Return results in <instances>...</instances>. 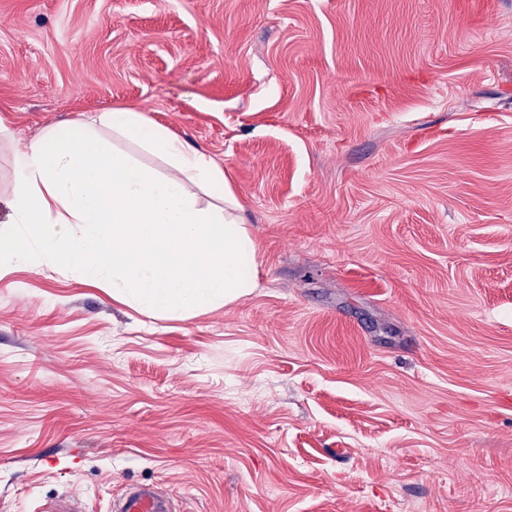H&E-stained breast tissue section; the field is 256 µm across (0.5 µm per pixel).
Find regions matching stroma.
<instances>
[{
    "instance_id": "obj_1",
    "label": "stroma",
    "mask_w": 512,
    "mask_h": 512,
    "mask_svg": "<svg viewBox=\"0 0 512 512\" xmlns=\"http://www.w3.org/2000/svg\"><path fill=\"white\" fill-rule=\"evenodd\" d=\"M117 107L227 171L260 286L0 272V512H512V0H0V225ZM170 504L154 487H142L130 492L120 506V512H168Z\"/></svg>"
}]
</instances>
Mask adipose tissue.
Listing matches in <instances>:
<instances>
[{
	"instance_id": "adipose-tissue-1",
	"label": "adipose tissue",
	"mask_w": 512,
	"mask_h": 512,
	"mask_svg": "<svg viewBox=\"0 0 512 512\" xmlns=\"http://www.w3.org/2000/svg\"><path fill=\"white\" fill-rule=\"evenodd\" d=\"M103 129L154 153L163 169L111 149ZM15 171L0 271L58 266L167 318L232 304L258 286V243L232 190L216 205L198 197L225 181L223 168L143 113L115 108L48 127L17 154Z\"/></svg>"
}]
</instances>
